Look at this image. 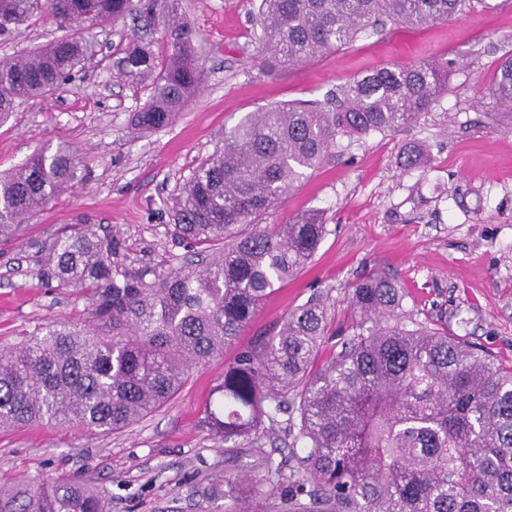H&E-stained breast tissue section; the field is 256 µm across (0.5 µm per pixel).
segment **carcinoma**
Returning a JSON list of instances; mask_svg holds the SVG:
<instances>
[{
    "label": "carcinoma",
    "instance_id": "obj_1",
    "mask_svg": "<svg viewBox=\"0 0 512 512\" xmlns=\"http://www.w3.org/2000/svg\"><path fill=\"white\" fill-rule=\"evenodd\" d=\"M473 0H260L262 67L299 66L391 22L423 26L466 15ZM168 15L172 52L124 49L118 71L152 78L133 114L139 133L165 128L201 88L195 35L172 0H0V37L48 11L84 37H60L0 61V121L20 103L69 84L94 30L133 14ZM448 63L389 66L344 84L336 99L250 113L224 133L172 204L176 234L200 248L153 278L120 270L112 234L83 225L35 261L41 283L91 299L88 320H57L0 342V428L45 422L89 433L127 428L168 403L199 365L234 343L278 283L294 277L327 233L323 213L287 224L263 216L343 136L395 132L427 112ZM495 94L512 103V57ZM80 180L71 146L41 147L0 177V237ZM351 335L312 370L328 317L321 295L289 312L280 331L243 348L224 371L208 423L226 448H263L266 424L287 417L304 471L268 459L265 473L224 485L252 499L262 488L301 512H512V368L448 329L406 323L397 284L360 279L349 298ZM247 484H242V481ZM0 512H110L104 492L69 475L0 484Z\"/></svg>",
    "mask_w": 512,
    "mask_h": 512
}]
</instances>
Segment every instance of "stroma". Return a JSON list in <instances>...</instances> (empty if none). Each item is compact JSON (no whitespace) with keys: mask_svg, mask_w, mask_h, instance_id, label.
<instances>
[{"mask_svg":"<svg viewBox=\"0 0 512 512\" xmlns=\"http://www.w3.org/2000/svg\"><path fill=\"white\" fill-rule=\"evenodd\" d=\"M257 0H178L197 35L202 92L166 129L136 134L130 117L148 100L147 83L119 76L115 62L132 39L157 58L171 51L163 19L127 17L100 29L74 80L46 98L19 104L0 123V173L25 164L45 144L70 143L84 181L26 218L0 242V340L57 319L86 318L90 301L48 287L34 274L39 248L71 224H97L120 242L115 264L132 275L179 265L188 250L170 219L172 198L199 163L249 113L288 102L324 101L357 76L391 65L449 63L448 86L410 128L341 138L322 166L296 182L263 218L285 224L307 210L328 232L309 264L278 285L237 340L199 366L166 405L105 435L34 424L0 429V480L68 474L96 484L112 512H237L224 476L256 474L287 448H227L214 439L206 405L224 369L257 338L275 335L311 295L327 299L341 346L353 285L371 272L403 293L401 316L447 325L512 367V105L494 92L498 66L512 56V0H476L467 15L424 27L390 25L296 67L265 69L255 37ZM49 14L0 38V60L58 38ZM423 154L402 171L409 147Z\"/></svg>","mask_w":512,"mask_h":512,"instance_id":"stroma-1","label":"stroma"}]
</instances>
